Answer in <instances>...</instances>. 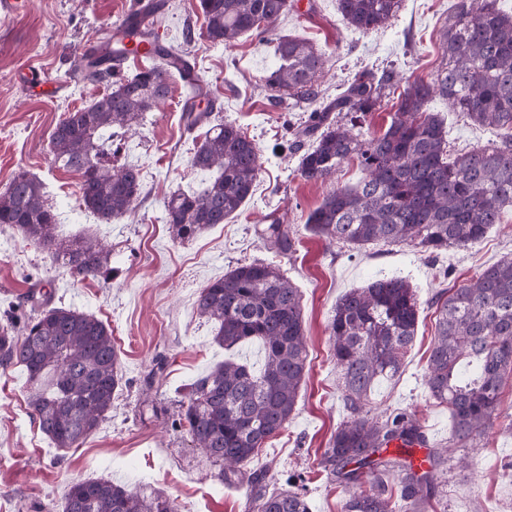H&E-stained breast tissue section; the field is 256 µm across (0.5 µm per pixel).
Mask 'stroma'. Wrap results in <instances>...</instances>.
Wrapping results in <instances>:
<instances>
[{"mask_svg": "<svg viewBox=\"0 0 512 512\" xmlns=\"http://www.w3.org/2000/svg\"><path fill=\"white\" fill-rule=\"evenodd\" d=\"M456 2L402 0L385 27L360 32L342 20L336 0H291V9L266 37L245 35L225 47L207 40L198 0H169L162 21L168 40L194 58L215 119L240 126L263 156L253 194L239 214L183 242L164 223L163 202L178 189L201 190L210 175L190 163L192 135L185 129L179 79H172L166 98L135 131L112 138L113 166H135L143 183L132 213L109 224L99 221L81 206L77 178L53 160L50 134L56 124L108 89L75 76L79 49L108 39L134 0H31L26 16L0 19V191L21 170L40 180L58 214V238L106 240L112 269L107 281H73L51 253L0 226V313L41 283L52 290L54 303L94 314L111 327L122 373L109 419L80 447L57 448L28 413L24 371L0 366V502L8 512H59L67 484L89 478L162 494L180 512H252L248 483L222 484L216 467L173 423L184 389L226 356L213 341V324L196 311L201 288L255 260L279 266L299 288L310 363L292 418L253 461L266 469L269 488L304 494L311 512H341L348 489L317 464L348 415L328 324L345 292L375 278H406L420 309L414 345L399 374L371 395V412L397 409L419 419L426 446L415 449L413 462L447 443L448 407L430 398L424 381L434 340L433 302L478 270L512 257V209L480 243L435 257L407 245L359 250L328 243L306 229L307 216L333 189L355 186L362 169L352 158L323 183L296 176L300 153L292 133L315 106L278 102L266 78L275 66V39L291 36L324 53V101L365 70L435 82L447 64L443 33ZM188 25L194 29L189 42L183 39ZM31 66L44 72L47 84L27 82L24 73ZM429 109L443 119L451 150L497 138L495 129L467 122L442 98H433ZM270 224L288 227L295 239L292 255L271 250L263 234ZM159 358L164 374L147 384ZM500 401L502 416L471 451L469 467L460 468L453 458L436 467L426 512H512V430L505 420L512 414V396Z\"/></svg>", "mask_w": 512, "mask_h": 512, "instance_id": "35a3bbf8", "label": "stroma"}]
</instances>
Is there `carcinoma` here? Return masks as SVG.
I'll use <instances>...</instances> for the list:
<instances>
[{
  "mask_svg": "<svg viewBox=\"0 0 512 512\" xmlns=\"http://www.w3.org/2000/svg\"><path fill=\"white\" fill-rule=\"evenodd\" d=\"M401 0H337L346 23L360 31L384 27ZM206 37L229 45L240 35L260 31L288 12V0H199ZM153 36L115 25L111 53H138ZM448 68L437 83L416 81L393 104L386 130L364 136L357 123L382 103L385 90L402 82L384 71L364 73L344 91L310 113L294 131L308 144L297 174L325 181L352 157L364 177L352 187L331 191L308 217L306 226L330 242L352 248L408 245L438 255L478 243L512 208V14L498 0H458L445 32ZM277 67L266 78L286 89L295 103L319 96L325 54L309 43L280 38ZM133 76L109 83L108 57L76 66L83 79L106 82L109 91L67 113L51 133L54 161L80 179L82 205L110 223L130 212L143 193L138 169L105 160L112 131H125L168 93L181 75L167 57ZM187 131L204 129L191 156L192 167L213 173L199 193L180 189L164 202L165 223L181 241L222 224L250 198L261 169L260 150L241 128L212 123V105L200 109L201 86L183 81ZM480 126L501 130L499 140L448 157V131L428 111L434 96ZM351 114V125L336 114ZM57 213L46 204L43 185L25 172L0 192V226H8L39 248L55 245ZM266 239L279 254L294 240L281 224H270ZM108 245L83 239L57 252L76 281L108 278ZM27 320L5 313L0 323V365H18L27 374V405L33 420L57 448H77L94 434L112 410L121 384L112 329L92 314L52 305V294L27 295ZM436 331L427 360L426 386L434 400L448 405V443L465 448L481 437L497 415L505 375H512V258L477 272L435 301ZM199 315L217 324L214 341L226 350L258 341L263 369L226 359L187 388L177 428L207 459L222 466L231 482L244 473L269 440L292 417L298 391L309 369L299 289L276 266L240 263L209 281L196 302ZM419 302L401 277L374 280L341 296L329 322L333 357L340 368L341 393L349 415L336 428L319 465L353 488L343 512H425L435 493V474L422 473L399 457L385 459L394 441L407 451L424 443L419 420L405 412L369 416L366 402L383 379L400 371L413 345ZM400 486L393 502L387 478ZM266 471H251V504L256 512H310L298 492L266 491ZM62 512H179L162 495L135 492L106 479L71 482Z\"/></svg>",
  "mask_w": 512,
  "mask_h": 512,
  "instance_id": "obj_1",
  "label": "carcinoma"
}]
</instances>
